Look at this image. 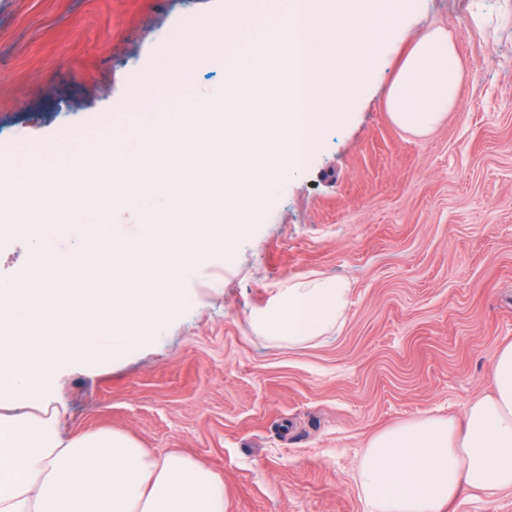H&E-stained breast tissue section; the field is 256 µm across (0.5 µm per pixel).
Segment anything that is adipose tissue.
<instances>
[{
    "instance_id": "adipose-tissue-1",
    "label": "adipose tissue",
    "mask_w": 512,
    "mask_h": 512,
    "mask_svg": "<svg viewBox=\"0 0 512 512\" xmlns=\"http://www.w3.org/2000/svg\"><path fill=\"white\" fill-rule=\"evenodd\" d=\"M460 78L455 47L443 28L425 33L390 90L394 122L416 134L433 130L456 102ZM347 289L311 278L283 289L256 315V329L301 345L343 316ZM492 392L469 404L463 419L423 416L374 435L356 480L369 512H444L461 490L486 497L512 489V343L490 366Z\"/></svg>"
}]
</instances>
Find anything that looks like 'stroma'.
<instances>
[{"label": "stroma", "instance_id": "stroma-1", "mask_svg": "<svg viewBox=\"0 0 512 512\" xmlns=\"http://www.w3.org/2000/svg\"><path fill=\"white\" fill-rule=\"evenodd\" d=\"M223 4L0 0V170L223 91V59L191 41L180 95L129 104L164 35ZM432 27L452 38L461 79L443 122L415 135L386 95ZM312 274L347 284L340 327L300 346L253 329ZM191 286L156 343L61 376L66 430L111 428L193 457L223 478L228 512H368L356 482L367 442L405 420L462 416L512 342V0H411L349 116L329 122L302 175L279 178L234 262Z\"/></svg>", "mask_w": 512, "mask_h": 512}]
</instances>
